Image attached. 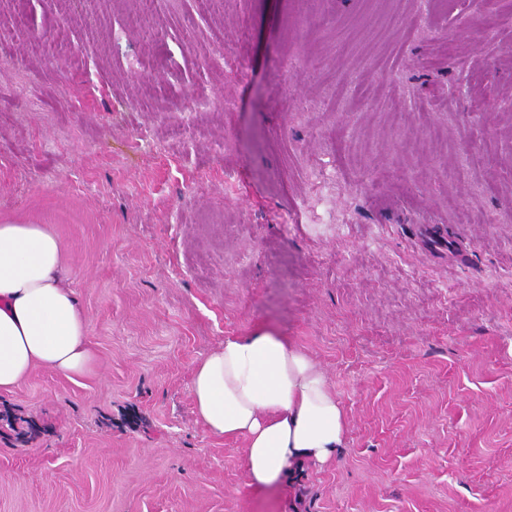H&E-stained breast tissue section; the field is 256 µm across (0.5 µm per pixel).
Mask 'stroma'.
<instances>
[{
    "instance_id": "stroma-1",
    "label": "stroma",
    "mask_w": 512,
    "mask_h": 512,
    "mask_svg": "<svg viewBox=\"0 0 512 512\" xmlns=\"http://www.w3.org/2000/svg\"><path fill=\"white\" fill-rule=\"evenodd\" d=\"M0 29V224L59 238L95 354L0 393V512H512V0H0ZM263 328L348 433L258 491L190 384Z\"/></svg>"
}]
</instances>
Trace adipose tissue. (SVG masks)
<instances>
[{"label": "adipose tissue", "mask_w": 512, "mask_h": 512, "mask_svg": "<svg viewBox=\"0 0 512 512\" xmlns=\"http://www.w3.org/2000/svg\"><path fill=\"white\" fill-rule=\"evenodd\" d=\"M63 261L45 225L0 224V392L37 366L70 376L94 364L88 319L58 275ZM190 392L208 434L243 440L258 490L326 465L346 441V413L327 372L269 329L225 337L201 356Z\"/></svg>", "instance_id": "1"}]
</instances>
